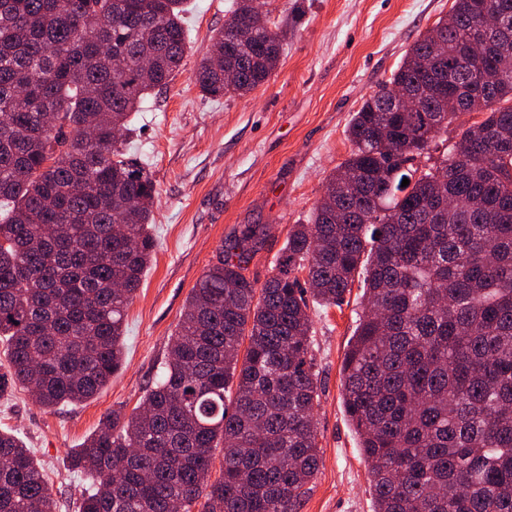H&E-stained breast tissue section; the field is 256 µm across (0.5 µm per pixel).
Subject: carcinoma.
Wrapping results in <instances>:
<instances>
[{
	"instance_id": "carcinoma-1",
	"label": "carcinoma",
	"mask_w": 512,
	"mask_h": 512,
	"mask_svg": "<svg viewBox=\"0 0 512 512\" xmlns=\"http://www.w3.org/2000/svg\"><path fill=\"white\" fill-rule=\"evenodd\" d=\"M183 2L0 0V397L76 405L123 366L157 246L130 116L183 66ZM492 7L512 35V0H453V24L426 30L363 102L349 156L262 286L246 271L269 227L225 242L142 402L74 451L94 478L77 512H298L320 459L306 293L336 306L357 276L343 396L374 512H512V61L469 55ZM260 15L233 0L194 72L203 94L272 76L283 35ZM413 92L419 110H401ZM460 112L483 119L417 164ZM0 512H54L33 451L1 428Z\"/></svg>"
}]
</instances>
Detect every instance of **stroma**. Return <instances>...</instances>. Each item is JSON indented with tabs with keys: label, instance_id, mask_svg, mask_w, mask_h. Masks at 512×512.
<instances>
[{
	"label": "stroma",
	"instance_id": "obj_1",
	"mask_svg": "<svg viewBox=\"0 0 512 512\" xmlns=\"http://www.w3.org/2000/svg\"><path fill=\"white\" fill-rule=\"evenodd\" d=\"M232 0H188L184 66L133 116L130 151L157 190V248L127 310L125 363L93 398L47 410L23 389L0 399V427L15 429L42 464L55 512H77L90 475L70 455L115 409L132 411L155 381L183 305L207 265L240 227L269 236L249 265L264 282L292 225L306 223L325 179L350 152L345 129L452 0H264L285 31L277 69L244 98L202 96L192 78ZM360 287L344 303L310 304L317 374L314 414L321 461L299 512H373L368 465L345 413L341 366L362 310Z\"/></svg>",
	"mask_w": 512,
	"mask_h": 512
}]
</instances>
